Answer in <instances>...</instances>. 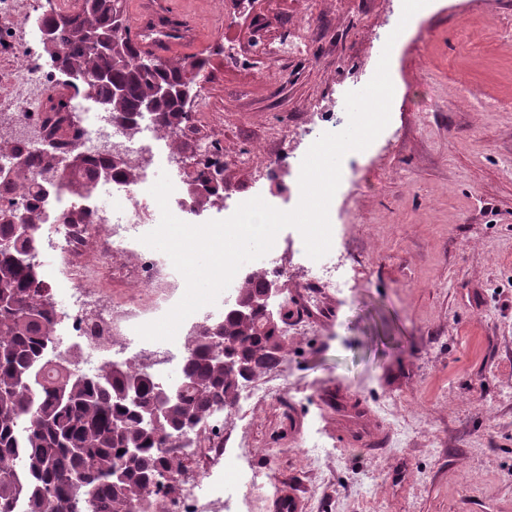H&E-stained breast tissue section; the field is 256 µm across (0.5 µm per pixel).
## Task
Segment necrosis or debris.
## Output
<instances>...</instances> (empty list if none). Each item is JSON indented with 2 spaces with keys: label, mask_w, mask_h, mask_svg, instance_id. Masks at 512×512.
Returning <instances> with one entry per match:
<instances>
[{
  "label": "necrosis or debris",
  "mask_w": 512,
  "mask_h": 512,
  "mask_svg": "<svg viewBox=\"0 0 512 512\" xmlns=\"http://www.w3.org/2000/svg\"><path fill=\"white\" fill-rule=\"evenodd\" d=\"M40 31L28 39L0 42V55L21 56L18 75L21 90L14 104L9 139L21 144L18 160L30 176H37L35 158L43 149V118L55 98L54 77L38 61ZM67 122L75 136L60 142L61 150L78 149L86 157L102 160L121 150L126 162L137 168L135 182L120 178L112 181V207L97 205L95 196L75 198L62 187L53 189L42 212L38 228L42 257L50 258L53 274L68 285L69 310L60 318L63 330L88 342L83 361L91 369L102 366L96 349L112 348V361L127 364L151 376L173 379L180 375L185 356L182 346L193 328L210 315L204 307L180 326L174 341H146L136 333L139 325L162 318L185 292V280L163 252L141 243L142 235L160 222L161 211L149 190L157 170L170 173L174 191L169 208L179 219L194 224L201 214L185 191L186 177L174 152L153 150L152 135L160 126L154 114L137 118L136 133H129L124 120L111 113L95 112L82 100L72 102ZM348 124L346 112L323 113L320 120L297 128L295 137L301 149H289L280 142L266 168V179L284 180L299 174L303 150L323 133L338 132ZM345 264L339 246H332L322 259L309 261L318 288L303 294L302 302L313 312L322 307L318 294L322 288H337V273ZM279 370L268 373L269 381L260 386L243 384L237 400L218 411L207 426L209 458L207 486L185 487L183 472L166 474L156 487L153 499L156 512H251L262 476L244 467L238 458L227 455L229 443L224 429L228 421H242L257 395L270 392L271 381Z\"/></svg>",
  "instance_id": "obj_1"
}]
</instances>
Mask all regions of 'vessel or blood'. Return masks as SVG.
Segmentation results:
<instances>
[{"label": "vessel or blood", "instance_id": "vessel-or-blood-1", "mask_svg": "<svg viewBox=\"0 0 512 512\" xmlns=\"http://www.w3.org/2000/svg\"><path fill=\"white\" fill-rule=\"evenodd\" d=\"M168 16V11L156 7L151 0H137L129 13V26L140 51L171 57L199 46L200 35L192 25L162 28L161 22Z\"/></svg>", "mask_w": 512, "mask_h": 512}]
</instances>
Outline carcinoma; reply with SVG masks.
<instances>
[{
  "mask_svg": "<svg viewBox=\"0 0 512 512\" xmlns=\"http://www.w3.org/2000/svg\"><path fill=\"white\" fill-rule=\"evenodd\" d=\"M42 25L51 28L53 44L44 52L58 61V71L76 75L80 82L112 113L132 119L148 100L162 128L179 125L185 115L181 99L158 98L160 84L183 86L194 82L205 62L199 58L163 60L144 56L135 48L123 15L122 0H82L70 16L46 15ZM108 43L107 52L95 49L89 34ZM59 149L42 152L41 171H57ZM98 174L137 172L123 160H106ZM96 174V175H98ZM96 175L86 159L62 171L58 183L76 197L90 194ZM8 189L26 197L25 223L32 232L21 234L13 212L0 209V298L10 309L0 312V512H130L132 504L152 500L151 487L166 471L182 467L176 455L163 448L184 426L200 425L215 411L232 404L245 377L224 371L216 351L229 346L251 373L276 366L283 356V329L294 310L283 302L277 323L261 311L247 318L224 314L212 343L198 332L187 337L181 373L184 382L178 401L167 408L160 427L147 424L158 402V384L130 366L108 364L86 376L76 356L67 363L49 355L57 310L38 270L33 230L54 183H38L25 172L14 173ZM268 275L261 269L244 277L236 288L239 297L263 292ZM136 385L139 402L124 393ZM22 468L15 467L16 461Z\"/></svg>",
  "mask_w": 512,
  "mask_h": 512,
  "instance_id": "1",
  "label": "carcinoma"
}]
</instances>
